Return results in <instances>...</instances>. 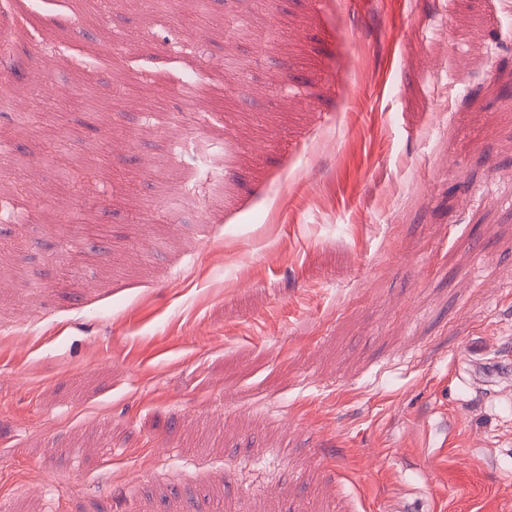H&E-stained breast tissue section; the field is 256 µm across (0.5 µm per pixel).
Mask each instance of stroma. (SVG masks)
Here are the masks:
<instances>
[{
    "label": "stroma",
    "instance_id": "1",
    "mask_svg": "<svg viewBox=\"0 0 512 512\" xmlns=\"http://www.w3.org/2000/svg\"><path fill=\"white\" fill-rule=\"evenodd\" d=\"M11 8L42 121L0 112V181L44 199L0 197V512H512V377L470 365L512 362V0ZM147 102L237 142L223 207L145 209L214 176ZM64 172V184L71 188H81L94 183L99 171L86 163L68 164L61 167Z\"/></svg>",
    "mask_w": 512,
    "mask_h": 512
}]
</instances>
